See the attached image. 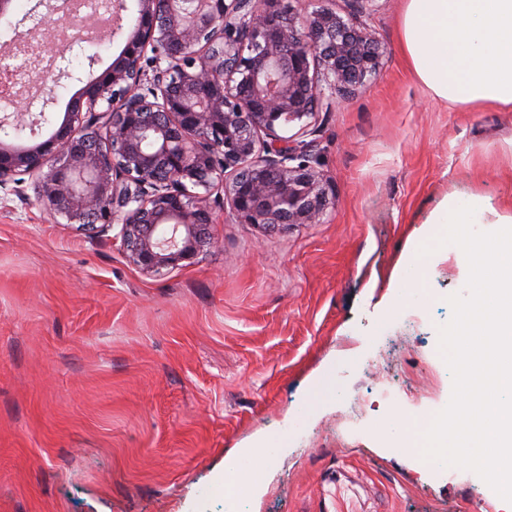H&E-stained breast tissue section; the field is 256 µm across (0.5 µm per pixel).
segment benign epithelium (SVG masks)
<instances>
[{"instance_id": "obj_1", "label": "benign epithelium", "mask_w": 512, "mask_h": 512, "mask_svg": "<svg viewBox=\"0 0 512 512\" xmlns=\"http://www.w3.org/2000/svg\"><path fill=\"white\" fill-rule=\"evenodd\" d=\"M107 34L125 35L119 55L57 129L31 131L27 144L0 139V187L28 175L50 214L82 228L121 225L147 275L189 266L214 243L215 213L190 185L224 190L242 224L322 222L328 197L312 144L278 130L314 118L324 93L315 64L338 106L377 73L369 32L288 0H137L128 31ZM15 59L45 89L61 78L40 54Z\"/></svg>"}]
</instances>
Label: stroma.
I'll list each match as a JSON object with an SVG mask.
<instances>
[{
  "instance_id": "obj_1",
  "label": "stroma",
  "mask_w": 512,
  "mask_h": 512,
  "mask_svg": "<svg viewBox=\"0 0 512 512\" xmlns=\"http://www.w3.org/2000/svg\"><path fill=\"white\" fill-rule=\"evenodd\" d=\"M367 28L380 69L307 139L333 186L319 224L274 233L219 200L213 247L157 276L116 231L49 215L32 180L0 188V512H224V464L270 444L243 512H501L475 472L423 466L386 431L448 403L439 356L469 266L437 260L432 300L390 282L449 197L512 208V111L434 99L401 51L403 0H309ZM13 0L0 54L44 14ZM120 39L56 58L33 106L49 134Z\"/></svg>"
}]
</instances>
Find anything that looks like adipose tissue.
<instances>
[{"instance_id": "ef3b65f1", "label": "adipose tissue", "mask_w": 512, "mask_h": 512, "mask_svg": "<svg viewBox=\"0 0 512 512\" xmlns=\"http://www.w3.org/2000/svg\"><path fill=\"white\" fill-rule=\"evenodd\" d=\"M401 45L436 99L512 109V0H404Z\"/></svg>"}]
</instances>
